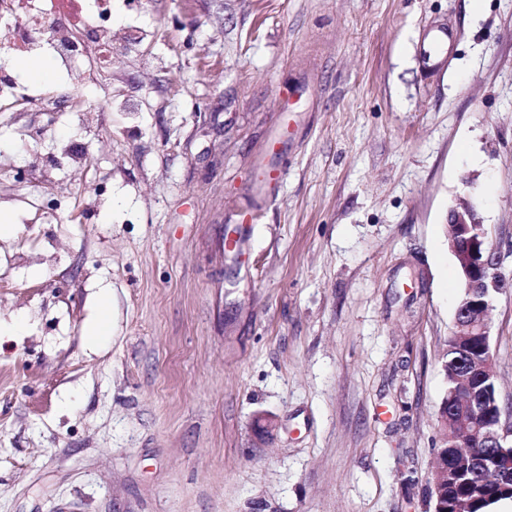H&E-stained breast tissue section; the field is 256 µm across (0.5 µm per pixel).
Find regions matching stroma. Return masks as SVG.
Returning <instances> with one entry per match:
<instances>
[{
  "label": "stroma",
  "instance_id": "obj_1",
  "mask_svg": "<svg viewBox=\"0 0 512 512\" xmlns=\"http://www.w3.org/2000/svg\"><path fill=\"white\" fill-rule=\"evenodd\" d=\"M112 26L83 66L101 111L55 104L62 74L0 108V323L26 320L0 337V512H429L466 202L507 277L512 411V0H112ZM426 58L429 69L444 68L448 64V32L440 29L432 35ZM260 169V178L255 183L254 191L261 200H270L278 188L281 173L266 163H262ZM83 335L92 345L105 341L110 335V316L105 304L101 306L97 317L86 325Z\"/></svg>",
  "mask_w": 512,
  "mask_h": 512
}]
</instances>
